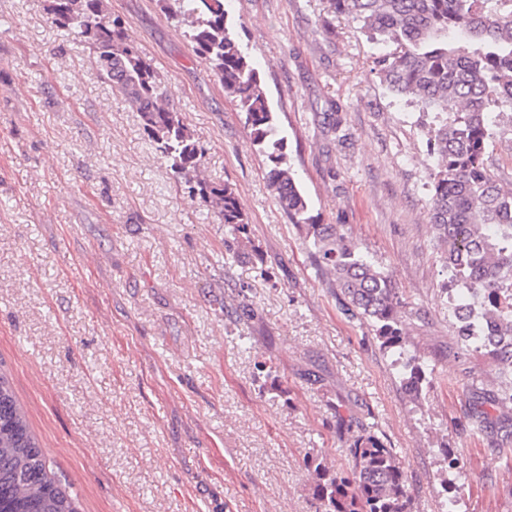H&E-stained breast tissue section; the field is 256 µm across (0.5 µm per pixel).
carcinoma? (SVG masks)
Listing matches in <instances>:
<instances>
[{"label": "carcinoma", "mask_w": 512, "mask_h": 512, "mask_svg": "<svg viewBox=\"0 0 512 512\" xmlns=\"http://www.w3.org/2000/svg\"><path fill=\"white\" fill-rule=\"evenodd\" d=\"M166 17L186 26L184 36L245 114V126L270 162L267 178L288 221L305 232L314 262L352 319L367 323L381 348L407 372L405 390L421 397L425 372L404 358L406 337L391 280L365 259L335 224L310 214L286 143L278 136L259 73L227 27L224 0H159ZM374 41L396 51L376 59L394 94L437 111L427 130L436 159L430 222L448 272L450 309L460 344L482 349L497 370V404L512 401V190L488 164L496 135L491 114L512 110V0H327ZM51 23L84 42L98 76L115 87L144 123L149 139L189 195L209 204L233 239L248 220L233 187L215 185L202 170V149L169 103L161 79L106 0H48ZM350 467L332 470L312 461L318 482L316 512H411L407 477L394 449L367 428L353 436ZM0 512H77L69 492L31 432L7 376L0 375Z\"/></svg>", "instance_id": "obj_1"}]
</instances>
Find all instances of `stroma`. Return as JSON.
I'll list each match as a JSON object with an SVG mask.
<instances>
[{
    "mask_svg": "<svg viewBox=\"0 0 512 512\" xmlns=\"http://www.w3.org/2000/svg\"><path fill=\"white\" fill-rule=\"evenodd\" d=\"M107 3L207 178L235 188L252 248L228 258L223 225L47 0H0V372L78 512H315L306 458L347 467L363 426L395 449L412 512H445L450 496L455 512H512V403L471 388L495 367L458 341L428 215L436 160L421 108L375 72L385 45L325 0H224L312 214L398 291L405 354L430 380L418 400L344 314L182 28L158 0ZM498 123L488 163L512 189V117Z\"/></svg>",
    "mask_w": 512,
    "mask_h": 512,
    "instance_id": "stroma-1",
    "label": "stroma"
}]
</instances>
